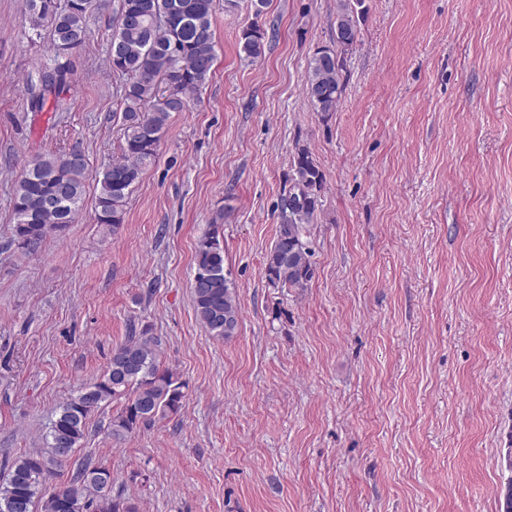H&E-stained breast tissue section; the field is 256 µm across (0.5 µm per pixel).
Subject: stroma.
Wrapping results in <instances>:
<instances>
[{"mask_svg":"<svg viewBox=\"0 0 512 512\" xmlns=\"http://www.w3.org/2000/svg\"><path fill=\"white\" fill-rule=\"evenodd\" d=\"M120 0H97L59 53L23 0H0V479L43 446L60 404L149 329L186 384L173 416L113 440L115 400L76 461L108 468L138 512H500L512 481V0H364L336 112L304 94L336 0H270L263 57L238 54L249 0L214 15L213 76L173 113L116 235L95 181L65 235L11 243L25 162L79 145L121 157L107 51ZM70 66L66 110L31 109L39 66ZM325 176L308 288L264 259L292 157ZM219 224L241 317L197 320L199 239Z\"/></svg>","mask_w":512,"mask_h":512,"instance_id":"35a3bbf8","label":"stroma"}]
</instances>
